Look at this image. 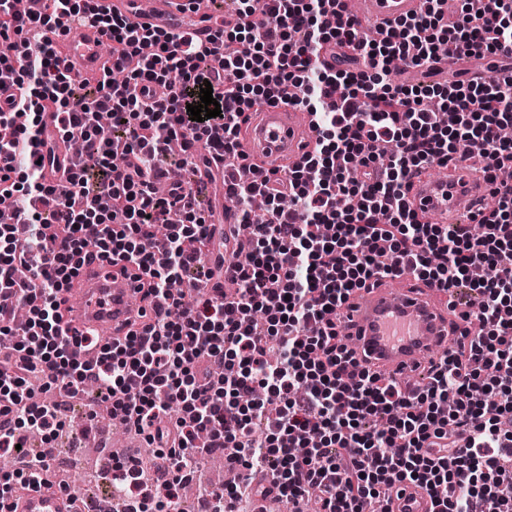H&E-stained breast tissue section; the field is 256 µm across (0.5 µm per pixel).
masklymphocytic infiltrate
Wrapping results in <instances>:
<instances>
[{
    "label": "lymphocytic infiltrate",
    "mask_w": 512,
    "mask_h": 512,
    "mask_svg": "<svg viewBox=\"0 0 512 512\" xmlns=\"http://www.w3.org/2000/svg\"><path fill=\"white\" fill-rule=\"evenodd\" d=\"M17 13L0 0V76L19 99L0 106V205L15 208L0 225V303L21 287L29 317L23 339L0 352V455L14 456L19 431L43 434L40 452L0 482V512H17L23 492L48 488L54 405H35L29 374L43 390L100 387L115 416L134 425L165 458L157 504L176 498L197 440L236 449L228 464L236 484L209 494L211 512H239L244 493L259 495L256 473H269L285 505L310 499L309 512H366L391 487L421 485L432 512H512V185L499 169L512 163V74L484 81L391 82L394 63L425 66L440 53L475 51L477 60L512 45V0H461L443 21L440 0L389 26L378 40L347 21L327 26L340 0H234L232 18L208 41L194 32L144 29L124 14L79 0H34ZM108 37L112 67L87 79L63 65L60 22ZM211 84L220 116L191 120L188 105ZM288 101L308 112L316 146L278 176L226 181V193L263 196L265 223L255 225L253 260L233 269L238 293L223 289L186 306L171 280L191 287L213 269L185 238L211 233L194 190L199 150L212 160L238 158L253 112ZM56 112L57 130H81L85 153L58 184L45 182L54 142L41 117ZM181 138L186 175L154 194L145 179L168 140ZM481 144V177L497 205L469 226L422 221L404 188L417 173L444 168ZM167 225L165 236L154 233ZM121 262L153 320L101 344L93 328H61L64 295L90 257ZM413 268L443 291L465 285L479 299L477 334L454 336L447 357L430 362L426 388L403 392L385 374L367 372L347 385L352 349L336 311L379 276ZM11 326L0 325L10 336ZM97 349L95 362L78 350ZM220 377L199 373L200 361Z\"/></svg>",
    "instance_id": "f902f5d3"
}]
</instances>
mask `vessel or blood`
<instances>
[{
	"instance_id": "b4317fda",
	"label": "vessel or blood",
	"mask_w": 512,
	"mask_h": 512,
	"mask_svg": "<svg viewBox=\"0 0 512 512\" xmlns=\"http://www.w3.org/2000/svg\"><path fill=\"white\" fill-rule=\"evenodd\" d=\"M102 2L148 27L171 29L185 10L195 16L199 37H208L216 26L215 12L204 0ZM421 6L422 0H360L359 8H347L344 16L365 36L419 12ZM105 43L101 31L87 30L66 42L64 58L82 73L100 75L107 64ZM437 67L463 71L474 78L487 74L486 69L476 66L473 56L464 52L442 58ZM312 146L308 113L276 105L266 107L252 122L246 149L252 157L292 166L311 153ZM485 194L484 184L475 182L464 169L456 170L454 178L445 183L414 177L406 187V199L414 211L445 219L477 214L485 203ZM134 295V284L128 279L85 271L79 301L68 318L105 335L118 336L120 327L136 314ZM340 312L343 333L350 338L359 369L391 375L408 393L422 386L415 375L418 365L447 355L459 325L450 304L443 301L441 290L409 271L398 280L379 278L368 282L349 296ZM391 508L393 512H430V500L423 490L407 486L393 499ZM18 512H71V507L64 496L33 491L20 501Z\"/></svg>"
}]
</instances>
